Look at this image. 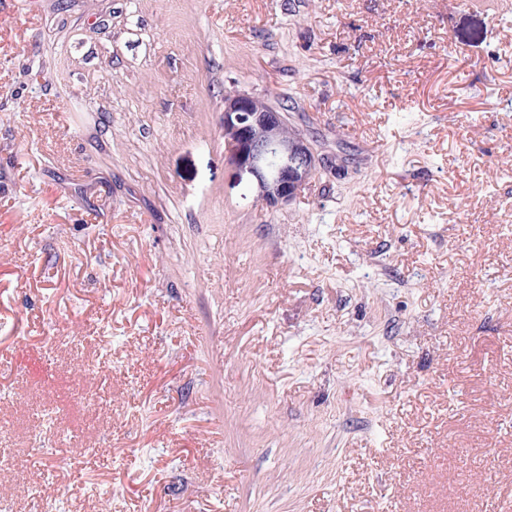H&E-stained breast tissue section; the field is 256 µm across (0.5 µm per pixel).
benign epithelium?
<instances>
[{
	"label": "benign epithelium",
	"mask_w": 512,
	"mask_h": 512,
	"mask_svg": "<svg viewBox=\"0 0 512 512\" xmlns=\"http://www.w3.org/2000/svg\"><path fill=\"white\" fill-rule=\"evenodd\" d=\"M223 128L237 180L248 178L255 201L270 208L296 199L321 165L306 137L288 132L284 113L255 96H225Z\"/></svg>",
	"instance_id": "benign-epithelium-1"
}]
</instances>
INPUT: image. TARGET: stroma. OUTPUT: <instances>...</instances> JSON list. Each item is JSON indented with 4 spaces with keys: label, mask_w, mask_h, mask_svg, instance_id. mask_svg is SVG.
I'll use <instances>...</instances> for the list:
<instances>
[{
    "label": "stroma",
    "mask_w": 512,
    "mask_h": 512,
    "mask_svg": "<svg viewBox=\"0 0 512 512\" xmlns=\"http://www.w3.org/2000/svg\"><path fill=\"white\" fill-rule=\"evenodd\" d=\"M496 2L0 0V512H512ZM223 112L224 151L237 180L246 176L255 201L270 208L296 199L321 168L306 137L288 133L284 113L249 94L225 96Z\"/></svg>",
    "instance_id": "1"
}]
</instances>
